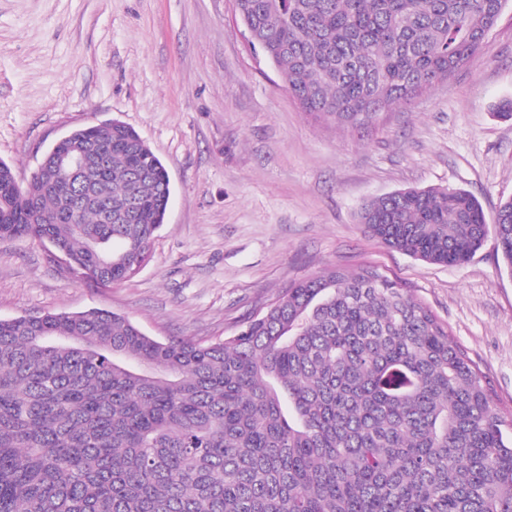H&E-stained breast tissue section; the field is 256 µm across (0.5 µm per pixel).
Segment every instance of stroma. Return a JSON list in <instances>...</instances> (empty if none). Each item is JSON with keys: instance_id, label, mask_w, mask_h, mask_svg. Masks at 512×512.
I'll use <instances>...</instances> for the list:
<instances>
[{"instance_id": "stroma-1", "label": "stroma", "mask_w": 512, "mask_h": 512, "mask_svg": "<svg viewBox=\"0 0 512 512\" xmlns=\"http://www.w3.org/2000/svg\"><path fill=\"white\" fill-rule=\"evenodd\" d=\"M512 0L448 80L366 135L302 112L248 43L234 0H0V161L27 183L63 135L118 120L166 166L171 198L150 261L104 288L52 247L0 238V319L104 308L152 336L231 335L291 283L366 264L405 284L476 364L512 421V272L494 235L444 266L358 224L366 199L468 191L493 215L512 197Z\"/></svg>"}]
</instances>
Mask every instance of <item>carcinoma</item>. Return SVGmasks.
Instances as JSON below:
<instances>
[{
    "mask_svg": "<svg viewBox=\"0 0 512 512\" xmlns=\"http://www.w3.org/2000/svg\"><path fill=\"white\" fill-rule=\"evenodd\" d=\"M302 111L362 132L448 79L509 0H235ZM18 188L0 237L51 241L102 287L153 250L163 162L120 122L72 132ZM391 249L462 265L488 223L463 189L362 202ZM494 231L512 272V197ZM0 512H512V433L448 327L365 265L295 282L222 341L159 339L105 309L0 320Z\"/></svg>",
    "mask_w": 512,
    "mask_h": 512,
    "instance_id": "cac0c4a2",
    "label": "carcinoma"
}]
</instances>
